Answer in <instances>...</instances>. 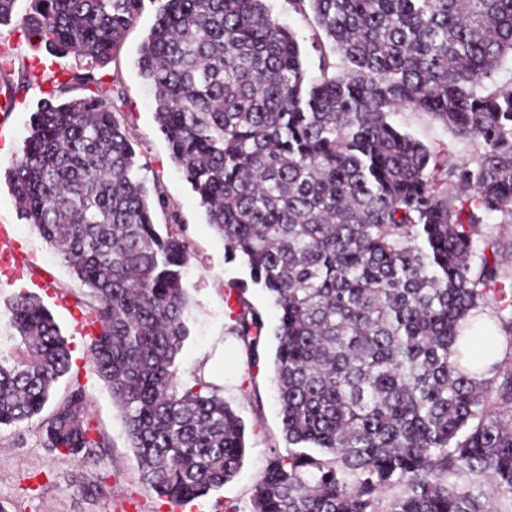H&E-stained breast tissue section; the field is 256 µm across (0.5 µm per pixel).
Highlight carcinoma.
Instances as JSON below:
<instances>
[{
  "instance_id": "1",
  "label": "carcinoma",
  "mask_w": 512,
  "mask_h": 512,
  "mask_svg": "<svg viewBox=\"0 0 512 512\" xmlns=\"http://www.w3.org/2000/svg\"><path fill=\"white\" fill-rule=\"evenodd\" d=\"M332 54L304 67L267 0H163L138 65L172 159L253 284L278 310L274 382L288 453L269 457L250 512H512V366L459 370L462 321L497 299L512 221V0H289ZM143 0H31L24 35L109 62ZM32 116L6 174L21 218L92 291L88 359L122 410L144 484L176 504L229 482L241 418L214 388L179 382L189 253L166 199L136 175L130 133L100 92ZM428 114L478 147L451 162L391 122ZM231 333L252 367L265 324L237 289ZM25 357L0 355V426L40 414L70 369L51 312L9 306ZM74 386L44 447L88 459L103 441ZM481 228L483 234L493 235L499 240L505 253H512V223L503 222L502 217L495 214Z\"/></svg>"
}]
</instances>
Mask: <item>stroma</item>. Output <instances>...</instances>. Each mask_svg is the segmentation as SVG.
<instances>
[{
	"label": "stroma",
	"mask_w": 512,
	"mask_h": 512,
	"mask_svg": "<svg viewBox=\"0 0 512 512\" xmlns=\"http://www.w3.org/2000/svg\"><path fill=\"white\" fill-rule=\"evenodd\" d=\"M273 17L297 34L305 67L317 73L320 63L319 31L312 18L296 14L289 0H268ZM158 0H144L140 16L128 30L111 60L89 67L73 56L62 57L49 47L32 49L21 25L29 0H16L10 24L0 26V41L14 48V62L0 71V91L15 98L7 127L0 132V228H7L19 253L27 261L19 278H0V354L14 360L19 341L8 320V307L21 293L38 295L52 312L72 354V371L54 386L51 398L66 396L73 385L84 387L89 404L86 421L94 438L103 440L93 458L83 461L48 451L42 441L43 416L0 427V505L6 512H225L237 505L247 512L255 484L271 452L286 453L281 437L272 368L276 342L272 332L277 311L266 293L250 282L246 266L224 259V241L208 224L204 207L184 180L154 119V92L141 76V44L154 22ZM47 69L43 82L32 80L33 62ZM91 74L85 85L71 94L87 96L95 90L109 92L134 141L138 176L151 189H161L168 207L157 210L158 226L171 215L184 225L190 260L184 285L189 295V336L176 364L183 383L202 378L213 385L225 402L244 420L246 451L235 478L223 488L191 503L175 506L143 484L138 461L130 448L122 416L105 383L89 368L87 337L80 328L90 309V290L71 273L66 263L18 216L4 173L20 153L32 113L49 98L53 79ZM392 122L410 132L430 149L455 159L469 158L472 143L435 123L421 112L401 111ZM245 284V296L265 321L268 338L259 367L248 368L231 333L233 315L224 303V292Z\"/></svg>",
	"instance_id": "obj_1"
}]
</instances>
